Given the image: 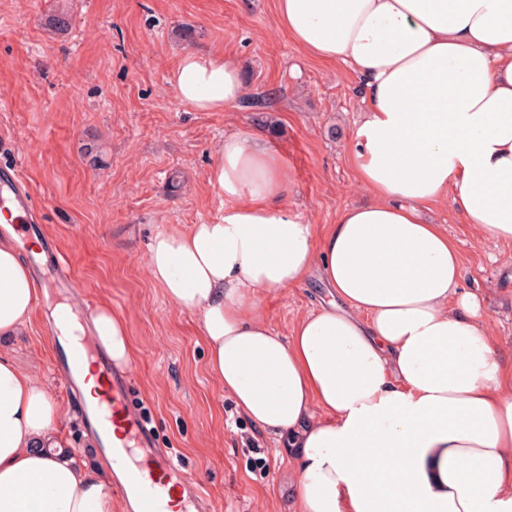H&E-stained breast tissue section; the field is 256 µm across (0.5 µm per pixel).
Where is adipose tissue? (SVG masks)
<instances>
[{
  "label": "adipose tissue",
  "mask_w": 512,
  "mask_h": 512,
  "mask_svg": "<svg viewBox=\"0 0 512 512\" xmlns=\"http://www.w3.org/2000/svg\"><path fill=\"white\" fill-rule=\"evenodd\" d=\"M275 7L295 46L363 80L348 153L373 199L340 211L316 248L287 204V158L228 131L206 174L218 215L160 226L149 275L199 317L225 393L285 440L294 512H512V374L456 245L421 216L447 202L485 241L512 242V0ZM170 83L199 112L247 93L234 62L193 50ZM315 273L329 306L278 336L264 300ZM46 294L0 239V340L26 335ZM91 323L131 364L125 317L103 305ZM60 417L48 386L0 353V512H112L109 479L60 452Z\"/></svg>",
  "instance_id": "adipose-tissue-1"
}]
</instances>
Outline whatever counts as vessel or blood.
<instances>
[{
    "mask_svg": "<svg viewBox=\"0 0 512 512\" xmlns=\"http://www.w3.org/2000/svg\"><path fill=\"white\" fill-rule=\"evenodd\" d=\"M36 212L33 195L17 169H0V234L14 239L34 272L51 287L72 292L79 281L68 260L43 261L49 243L35 230ZM45 339L57 358L64 393L72 399L80 425L111 465L112 486L123 504H135L136 512H163L166 497L178 489L185 492L192 512H202V485L190 479L171 449L158 447L154 431L132 402L130 372L116 368L107 354L93 348L89 337L64 336L52 326ZM90 363L96 367L100 389L94 400L84 394Z\"/></svg>",
    "mask_w": 512,
    "mask_h": 512,
    "instance_id": "vessel-or-blood-1",
    "label": "vessel or blood"
}]
</instances>
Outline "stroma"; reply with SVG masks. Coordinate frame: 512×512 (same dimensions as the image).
Wrapping results in <instances>:
<instances>
[{
    "mask_svg": "<svg viewBox=\"0 0 512 512\" xmlns=\"http://www.w3.org/2000/svg\"><path fill=\"white\" fill-rule=\"evenodd\" d=\"M236 63L248 99L223 112L181 103L168 78L185 48ZM360 81L297 49L275 21V0H0V167L18 165L43 227L72 258L86 310L122 313L134 345L133 401L160 447L200 482L214 512H293L283 441L259 468L250 422L206 368L197 315L177 310L151 280L148 245L159 225L212 221L220 202L206 181L225 131L259 133L288 159V205L323 240L337 214L367 201L348 141L362 108ZM457 245L464 287L484 293L502 364L512 368V243L490 244L450 205L428 211ZM319 276L264 303L272 330L329 300ZM49 292L14 348L50 386L59 435L97 468L63 398L43 340Z\"/></svg>",
    "mask_w": 512,
    "mask_h": 512,
    "instance_id": "35a3bbf8",
    "label": "stroma"
}]
</instances>
